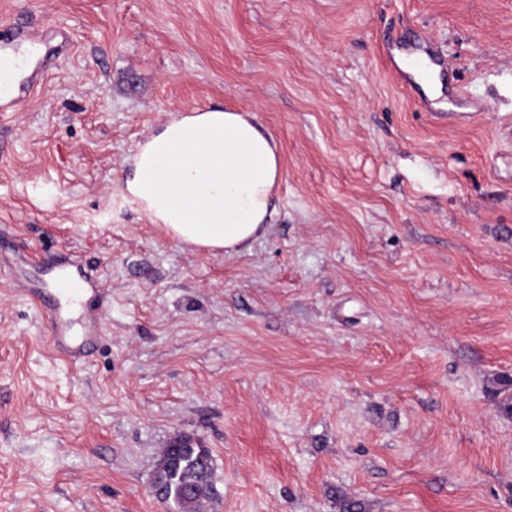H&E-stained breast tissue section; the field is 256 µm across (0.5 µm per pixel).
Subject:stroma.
<instances>
[{
    "instance_id": "stroma-1",
    "label": "stroma",
    "mask_w": 512,
    "mask_h": 512,
    "mask_svg": "<svg viewBox=\"0 0 512 512\" xmlns=\"http://www.w3.org/2000/svg\"><path fill=\"white\" fill-rule=\"evenodd\" d=\"M0 24L69 37L0 112V512H170L149 482L178 435L211 451L210 512H512V0H0ZM405 26L457 103L394 80ZM204 107L279 143L241 253L122 185ZM53 258L110 291L76 363L13 283Z\"/></svg>"
}]
</instances>
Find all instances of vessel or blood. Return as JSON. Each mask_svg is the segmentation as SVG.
<instances>
[{
    "instance_id": "vessel-or-blood-1",
    "label": "vessel or blood",
    "mask_w": 512,
    "mask_h": 512,
    "mask_svg": "<svg viewBox=\"0 0 512 512\" xmlns=\"http://www.w3.org/2000/svg\"><path fill=\"white\" fill-rule=\"evenodd\" d=\"M42 46L41 34L0 26V62L11 68L10 73L0 74V112L16 107L43 84L49 66ZM386 46L412 56L411 68L396 63L391 66L397 78L410 87L415 86L417 79L429 78L438 63L432 45L411 31L388 35ZM48 272V285L34 288L24 281L20 290L36 295L43 303L51 320L53 349L71 361H80L98 342L97 324L107 292L92 287L76 263H58L50 266Z\"/></svg>"
}]
</instances>
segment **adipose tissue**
<instances>
[{
  "label": "adipose tissue",
  "mask_w": 512,
  "mask_h": 512,
  "mask_svg": "<svg viewBox=\"0 0 512 512\" xmlns=\"http://www.w3.org/2000/svg\"><path fill=\"white\" fill-rule=\"evenodd\" d=\"M281 175L277 141L254 115L206 108L139 146L125 190L178 244L237 253L271 220Z\"/></svg>",
  "instance_id": "obj_1"
}]
</instances>
